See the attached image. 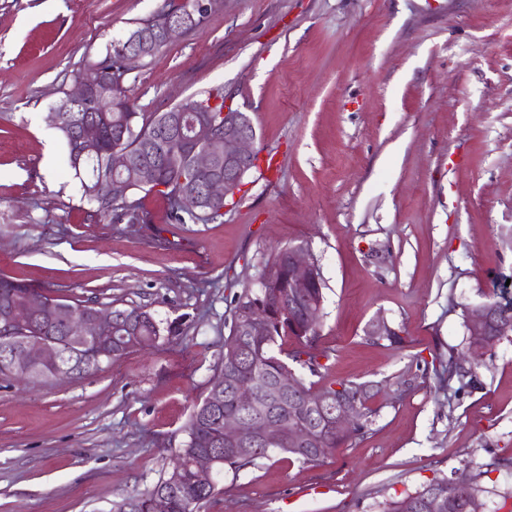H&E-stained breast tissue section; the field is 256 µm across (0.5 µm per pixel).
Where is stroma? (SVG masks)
<instances>
[{"mask_svg": "<svg viewBox=\"0 0 512 512\" xmlns=\"http://www.w3.org/2000/svg\"><path fill=\"white\" fill-rule=\"evenodd\" d=\"M163 0H0V277L178 329L80 379H0V512H109L152 486L224 356L231 300L277 248L324 281L326 382L381 393L364 439L323 465L275 456L225 474L204 512H376L436 475L512 492V335L477 381L435 390L420 361L467 348L465 311L512 280V0H219L126 77L143 112L223 87L253 170L224 215L115 224L81 199L46 116L63 78ZM403 347L366 343L376 319Z\"/></svg>", "mask_w": 512, "mask_h": 512, "instance_id": "1", "label": "stroma"}]
</instances>
